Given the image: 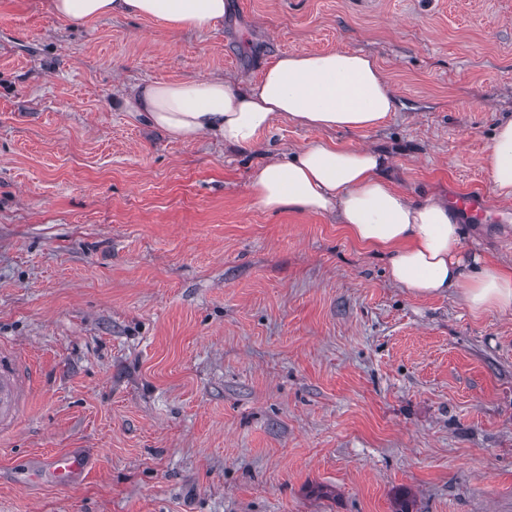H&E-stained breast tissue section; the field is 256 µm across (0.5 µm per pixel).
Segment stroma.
I'll return each instance as SVG.
<instances>
[{
    "label": "stroma",
    "mask_w": 512,
    "mask_h": 512,
    "mask_svg": "<svg viewBox=\"0 0 512 512\" xmlns=\"http://www.w3.org/2000/svg\"><path fill=\"white\" fill-rule=\"evenodd\" d=\"M227 2L177 31L0 0V344L33 370L0 512H512V311L398 287L335 214L249 188L323 136L375 148L411 199L483 192L454 214L464 245L512 266L485 164L512 118V0ZM331 50L375 58L401 108L362 132L280 120L243 153L116 104ZM70 450L66 486L49 459Z\"/></svg>",
    "instance_id": "obj_1"
}]
</instances>
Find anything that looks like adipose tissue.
<instances>
[{
	"label": "adipose tissue",
	"instance_id": "1",
	"mask_svg": "<svg viewBox=\"0 0 512 512\" xmlns=\"http://www.w3.org/2000/svg\"><path fill=\"white\" fill-rule=\"evenodd\" d=\"M49 11L75 26L115 13L154 18L174 29L204 30L223 20L225 0H51ZM118 103L174 140L204 134L251 148L275 120L317 129H370L401 103L373 58L333 50L279 57L254 85L214 77L154 82L131 89ZM486 162L496 192L512 197V119L500 122ZM385 154L313 140L272 159L250 179L253 203L333 213L352 238L381 253L391 280L421 295L458 291L475 313L512 311V267L464 250L461 226L446 202L413 201L383 173Z\"/></svg>",
	"mask_w": 512,
	"mask_h": 512
}]
</instances>
